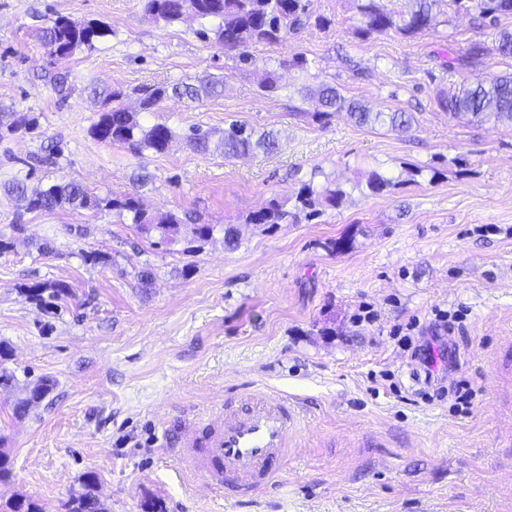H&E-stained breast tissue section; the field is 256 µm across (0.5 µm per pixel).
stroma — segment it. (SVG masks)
I'll list each match as a JSON object with an SVG mask.
<instances>
[{"instance_id":"stroma-1","label":"stroma","mask_w":512,"mask_h":512,"mask_svg":"<svg viewBox=\"0 0 512 512\" xmlns=\"http://www.w3.org/2000/svg\"><path fill=\"white\" fill-rule=\"evenodd\" d=\"M313 10L329 27L227 52L200 35L216 20L156 23L140 0H0V371L13 375L0 387L11 465L0 512L19 498L65 512L90 473L103 512H512V126L438 104L512 71L495 51L512 15L482 28L442 0L435 28L361 37L354 0ZM59 15L113 34L50 56L39 31ZM475 43L485 66L447 68ZM297 53L308 70L286 67ZM269 69L281 89L267 97L257 77ZM210 79L222 95L139 111L141 88ZM323 83L412 113L411 132L316 119ZM112 88L142 122L174 131L165 154L92 138L98 94ZM233 120L273 133L278 150L228 159L184 141L189 127L218 138ZM50 145L53 163L29 172ZM374 170L393 180L378 195L365 187ZM24 176L32 190L74 180L135 194L153 214L232 224L240 244L225 248L218 230L157 248L126 213L30 211L4 190ZM307 181L343 196L311 218L248 223ZM35 283L71 294L48 306L24 295ZM408 327L433 337L430 369L399 345ZM259 386L305 408L298 453L273 483L238 498L177 472L171 444L193 418ZM439 386L476 396L433 397Z\"/></svg>"}]
</instances>
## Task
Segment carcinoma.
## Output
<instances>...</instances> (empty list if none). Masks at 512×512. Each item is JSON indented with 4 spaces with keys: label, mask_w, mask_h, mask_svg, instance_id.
Listing matches in <instances>:
<instances>
[{
    "label": "carcinoma",
    "mask_w": 512,
    "mask_h": 512,
    "mask_svg": "<svg viewBox=\"0 0 512 512\" xmlns=\"http://www.w3.org/2000/svg\"><path fill=\"white\" fill-rule=\"evenodd\" d=\"M412 9L398 16L385 11L377 0H361L358 4L360 25L357 33L367 36L372 33L394 31L401 35H412L431 29L437 25L434 8L440 0H412ZM143 13L148 18L167 23L178 21L186 14L200 18H216L220 23L213 31L215 40L231 51L255 43H277L295 37L306 27L315 24L327 27L330 20L323 16H313L312 0H142ZM475 11V20L483 27H497L500 17L512 14V0H475L468 5ZM112 34L109 26L101 22L76 23L65 17H58L42 29L40 40L48 53L57 57H68L83 46ZM484 64L483 48L477 44L466 52L448 61V67L469 69ZM223 83L217 80L199 84L180 82L169 86L147 87L143 89L141 110L154 112L160 103L177 98L198 102L204 97L217 96L222 92ZM121 90L114 89L103 99V110L99 119L91 125L90 132L97 140L124 147L134 156L147 152L164 154L174 138L170 127L164 123L145 125L136 114L124 109L120 100ZM322 110L315 113L318 119L335 112H344L357 126H385L388 130L403 134L412 127L414 117L409 112H373L360 101L341 94L334 86L323 84L318 90ZM442 106L455 116H469L471 121L481 123L491 119L512 124V73L494 75L476 85H464L458 93L442 102ZM212 133L199 127L189 129L185 143L200 153L209 151ZM219 146L224 157L236 158L258 150L271 154L278 149L276 138L270 134L256 135L253 128L233 121L224 129ZM392 186V179L372 171L366 187L373 194H379ZM9 195L26 202L29 210L52 211L66 206L72 209L99 210L112 208L120 213L132 215V223L142 233L155 237L152 245L170 246L181 240L205 241L212 237L214 225L202 224L188 215L169 211L160 216H150L140 207L139 199L133 194L102 199L94 195L81 183L57 181L47 185L34 195H29L28 186L23 180L8 184ZM343 192L329 185L316 188L305 183L295 197L296 214L307 217L318 214V207L326 204L334 206ZM290 212L283 204L271 199L247 218L249 224H279ZM50 296L61 297L69 294L65 285L47 288L35 284L24 289V295L31 300L41 299L45 291ZM94 477L84 480L85 492L65 504L66 512H101L100 503L92 495Z\"/></svg>",
    "instance_id": "cac0c4a2"
}]
</instances>
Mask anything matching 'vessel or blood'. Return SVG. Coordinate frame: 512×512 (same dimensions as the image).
Segmentation results:
<instances>
[{"mask_svg":"<svg viewBox=\"0 0 512 512\" xmlns=\"http://www.w3.org/2000/svg\"><path fill=\"white\" fill-rule=\"evenodd\" d=\"M301 408L277 391H248L227 400L210 428L178 452L182 466L203 472L227 494L241 496L270 481L276 463L292 452Z\"/></svg>","mask_w":512,"mask_h":512,"instance_id":"b4317fda","label":"vessel or blood"}]
</instances>
